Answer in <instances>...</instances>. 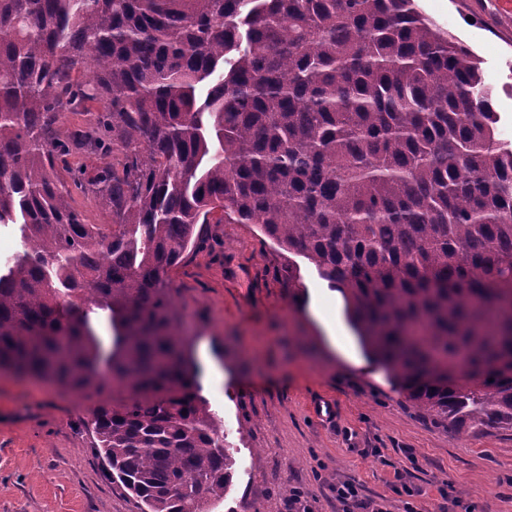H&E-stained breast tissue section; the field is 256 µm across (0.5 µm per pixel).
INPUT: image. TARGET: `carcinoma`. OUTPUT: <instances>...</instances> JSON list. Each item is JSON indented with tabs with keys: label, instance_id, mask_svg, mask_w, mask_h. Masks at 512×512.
Returning a JSON list of instances; mask_svg holds the SVG:
<instances>
[{
	"label": "carcinoma",
	"instance_id": "1",
	"mask_svg": "<svg viewBox=\"0 0 512 512\" xmlns=\"http://www.w3.org/2000/svg\"><path fill=\"white\" fill-rule=\"evenodd\" d=\"M477 58L415 0H0V369L112 391L82 424L141 512L232 479L171 270L216 211L346 297L425 418L512 431V146ZM103 104L96 126L65 112ZM87 224L60 172L105 159ZM21 249L18 228L13 224L0 226V263L4 264Z\"/></svg>",
	"mask_w": 512,
	"mask_h": 512
}]
</instances>
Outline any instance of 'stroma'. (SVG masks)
<instances>
[{
    "label": "stroma",
    "mask_w": 512,
    "mask_h": 512,
    "mask_svg": "<svg viewBox=\"0 0 512 512\" xmlns=\"http://www.w3.org/2000/svg\"><path fill=\"white\" fill-rule=\"evenodd\" d=\"M416 3L479 59L498 136L512 144V13L496 0ZM171 280L235 460L211 512H288L286 486L307 490L314 512H342L332 487L344 480L396 505L399 470L424 512H512V432L454 437L413 409L382 365L341 356L308 312L336 289L259 225H205ZM322 400L333 414L320 415ZM97 403L0 374V512H141L91 448L81 420Z\"/></svg>",
    "instance_id": "stroma-1"
}]
</instances>
